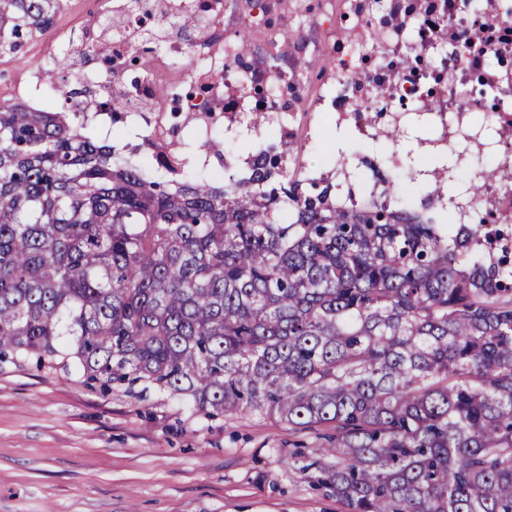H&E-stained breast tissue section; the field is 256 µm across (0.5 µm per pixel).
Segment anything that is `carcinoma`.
<instances>
[{"label": "carcinoma", "mask_w": 512, "mask_h": 512, "mask_svg": "<svg viewBox=\"0 0 512 512\" xmlns=\"http://www.w3.org/2000/svg\"><path fill=\"white\" fill-rule=\"evenodd\" d=\"M130 0L143 30L158 16ZM62 0H0V54L44 32ZM196 23L191 47L210 43ZM112 51L71 39L46 77L66 110L0 107V361L73 364L104 392L155 391L207 419L259 414L327 428L314 483L346 512H512V278L469 233L411 203L355 204L283 164L246 178L196 171L220 150L139 157L91 126ZM154 48L131 36L138 87ZM493 167L468 178L478 199Z\"/></svg>", "instance_id": "carcinoma-1"}]
</instances>
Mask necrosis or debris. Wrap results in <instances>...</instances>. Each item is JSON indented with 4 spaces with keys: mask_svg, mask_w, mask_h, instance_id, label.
Listing matches in <instances>:
<instances>
[{
    "mask_svg": "<svg viewBox=\"0 0 512 512\" xmlns=\"http://www.w3.org/2000/svg\"><path fill=\"white\" fill-rule=\"evenodd\" d=\"M167 13L187 12L216 21L224 35L205 53L204 63L184 70L200 88L184 100L193 131L210 142L216 121L225 134L259 145L258 116H266L281 144L304 148L333 128L351 126L364 141L377 138L381 120L406 123L405 103H421V119L431 123L439 152L455 151L461 164L478 153L498 158L502 182L477 200L461 195L436 199L454 209L458 223L477 224L483 255L497 247L499 225L512 223V11L499 0L470 16L464 0H166ZM383 18L377 48L359 49L355 38ZM350 27L343 36L342 27ZM247 31L251 52L238 63L237 35ZM294 42H284L287 33ZM415 50L423 61L416 72L390 69L383 58ZM171 88L146 77L125 112L149 100L140 117L154 140L165 138ZM481 113L482 124L472 116Z\"/></svg>",
    "mask_w": 512,
    "mask_h": 512,
    "instance_id": "1",
    "label": "necrosis or debris"
}]
</instances>
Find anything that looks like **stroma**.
Wrapping results in <instances>:
<instances>
[{
    "mask_svg": "<svg viewBox=\"0 0 512 512\" xmlns=\"http://www.w3.org/2000/svg\"><path fill=\"white\" fill-rule=\"evenodd\" d=\"M112 0H62L44 39L0 57V106L36 109L64 102L63 83H19L46 52L67 49L82 19L109 12ZM433 128L406 127L399 144L379 139L343 145L351 183L361 189L362 157L401 149L410 168L436 165L423 141ZM320 441L259 415L204 419L178 401L150 392L137 398L102 393L76 369L48 370L35 361L0 362V512H344L301 472Z\"/></svg>",
    "mask_w": 512,
    "mask_h": 512,
    "instance_id": "1",
    "label": "stroma"
}]
</instances>
